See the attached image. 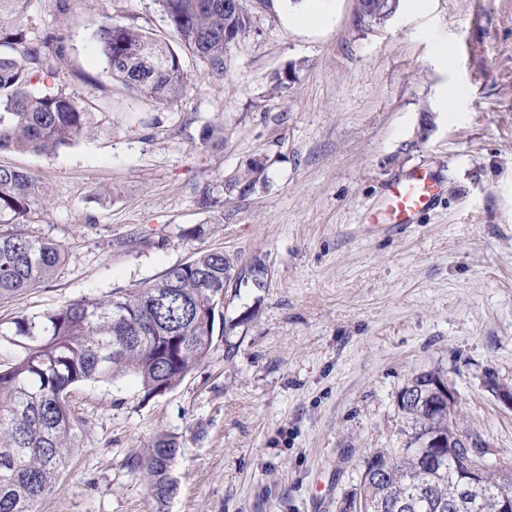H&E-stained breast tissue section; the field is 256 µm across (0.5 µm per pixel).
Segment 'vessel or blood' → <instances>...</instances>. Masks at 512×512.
<instances>
[{"label": "vessel or blood", "mask_w": 512, "mask_h": 512, "mask_svg": "<svg viewBox=\"0 0 512 512\" xmlns=\"http://www.w3.org/2000/svg\"><path fill=\"white\" fill-rule=\"evenodd\" d=\"M441 198V180L431 171L414 170L394 180L385 195L391 224L403 228L416 223Z\"/></svg>", "instance_id": "b4317fda"}]
</instances>
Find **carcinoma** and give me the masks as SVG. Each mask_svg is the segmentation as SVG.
Instances as JSON below:
<instances>
[{
    "mask_svg": "<svg viewBox=\"0 0 512 512\" xmlns=\"http://www.w3.org/2000/svg\"><path fill=\"white\" fill-rule=\"evenodd\" d=\"M25 0H0V148L45 155L72 144L87 130V112L71 96L32 80L53 77L49 61L62 59L64 37L26 42L17 20ZM182 47L202 59L213 76H224V56L250 25L246 9L224 11V0H159ZM364 19L381 20L394 0H360ZM95 38L106 72L127 89L156 103L184 96L186 76L180 57L154 34L108 19ZM258 168L231 180L230 193L256 183ZM41 187L28 172L0 166V297L33 288L52 278L66 259L64 247L21 228ZM222 251L203 252L166 268L152 283L116 292L105 301L81 300L40 316L13 321L9 343L15 359L0 364V512H38L76 447L68 407L71 387L87 381L132 376L143 398L176 387L206 356L216 323L223 320L218 301L224 284L242 278ZM448 384L438 370L412 376L398 397L405 419L404 448H378L364 461L352 495L368 512H468L448 506L481 493L512 494V473L486 466L479 485L468 490L453 470L460 426L448 410ZM178 452L175 438L161 435L149 456L131 459L144 468L157 512H165L177 492L170 477Z\"/></svg>",
    "mask_w": 512,
    "mask_h": 512,
    "instance_id": "1",
    "label": "carcinoma"
}]
</instances>
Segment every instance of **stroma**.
I'll use <instances>...</instances> for the list:
<instances>
[{"label": "stroma", "instance_id": "stroma-1", "mask_svg": "<svg viewBox=\"0 0 512 512\" xmlns=\"http://www.w3.org/2000/svg\"><path fill=\"white\" fill-rule=\"evenodd\" d=\"M246 8L223 77L180 51L187 92L158 104L105 74L94 38L108 18L170 36L158 0H28V41L68 45L45 84L90 130L51 156L0 151L45 190L26 230L67 251L53 279L0 298V361L14 320L198 253L263 269L225 286L224 331L174 389L146 401L122 376L70 392L77 447L39 512H155L127 461L161 434L180 445L168 512H340L365 457L404 447L398 394L430 369L512 467V410L488 386L512 387V0H398L378 22L359 0ZM214 125L223 144L202 148ZM417 168L440 174L441 202L406 228L368 223Z\"/></svg>", "mask_w": 512, "mask_h": 512}]
</instances>
